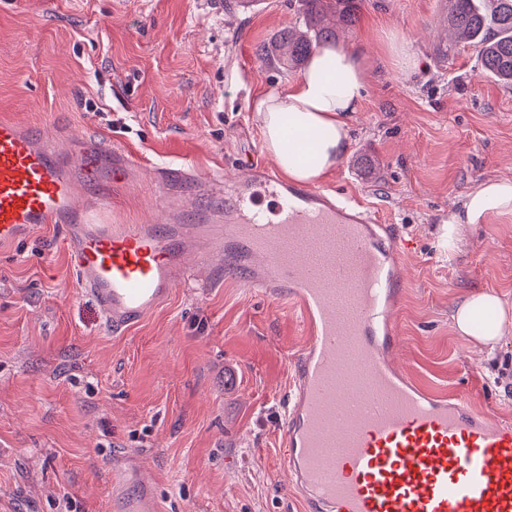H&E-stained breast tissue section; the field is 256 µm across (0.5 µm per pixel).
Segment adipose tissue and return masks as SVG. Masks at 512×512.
<instances>
[{
    "mask_svg": "<svg viewBox=\"0 0 512 512\" xmlns=\"http://www.w3.org/2000/svg\"><path fill=\"white\" fill-rule=\"evenodd\" d=\"M364 55V49L344 45L319 48L287 90L271 91L255 100L264 147L289 180L315 183L345 158L347 120L362 106ZM308 135L313 145L306 150L297 140ZM491 214H512V182H482L466 194L452 222L479 224ZM451 318L461 334L481 344L495 343L503 334L504 307L490 293L466 297Z\"/></svg>",
    "mask_w": 512,
    "mask_h": 512,
    "instance_id": "obj_1",
    "label": "adipose tissue"
}]
</instances>
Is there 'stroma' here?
<instances>
[{
	"mask_svg": "<svg viewBox=\"0 0 512 512\" xmlns=\"http://www.w3.org/2000/svg\"><path fill=\"white\" fill-rule=\"evenodd\" d=\"M445 0H363L341 44L365 49L350 145L321 186L341 189L413 241L395 364L429 392L512 424V215L446 225L485 180L512 181V87L476 52L437 50ZM299 0H0V114L92 134L144 165L235 173L262 140L256 97L295 72L261 59ZM403 39L416 71L387 46ZM149 185L117 190L134 224ZM197 284L124 333L76 283L57 229L0 248V512H115L112 470H137L158 512H304L284 495L280 413L303 319L224 277ZM507 323L493 357L450 319L470 292Z\"/></svg>",
	"mask_w": 512,
	"mask_h": 512,
	"instance_id": "stroma-1",
	"label": "stroma"
}]
</instances>
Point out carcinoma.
<instances>
[{"label": "carcinoma", "mask_w": 512, "mask_h": 512, "mask_svg": "<svg viewBox=\"0 0 512 512\" xmlns=\"http://www.w3.org/2000/svg\"><path fill=\"white\" fill-rule=\"evenodd\" d=\"M303 9L293 26L275 46L259 49V56L294 69L306 64L317 48L336 41L337 26L327 22L335 16L345 28L356 25L361 0H302ZM444 29L454 40L441 45L445 56L465 43L477 51L479 73L512 86V0H446Z\"/></svg>", "instance_id": "cac0c4a2"}]
</instances>
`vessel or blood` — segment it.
Wrapping results in <instances>:
<instances>
[{"label": "vessel or blood", "instance_id": "obj_1", "mask_svg": "<svg viewBox=\"0 0 512 512\" xmlns=\"http://www.w3.org/2000/svg\"><path fill=\"white\" fill-rule=\"evenodd\" d=\"M142 165L86 136L64 141L0 116V246L40 224L66 243L78 285L112 332L161 306L194 265L223 264L251 291L302 315L282 464L321 512H512V426L464 399L408 382L393 364L406 241L351 197L283 181L264 159L245 177L153 168L162 219L108 224L112 187L135 189ZM124 512H149L125 496Z\"/></svg>", "mask_w": 512, "mask_h": 512}]
</instances>
